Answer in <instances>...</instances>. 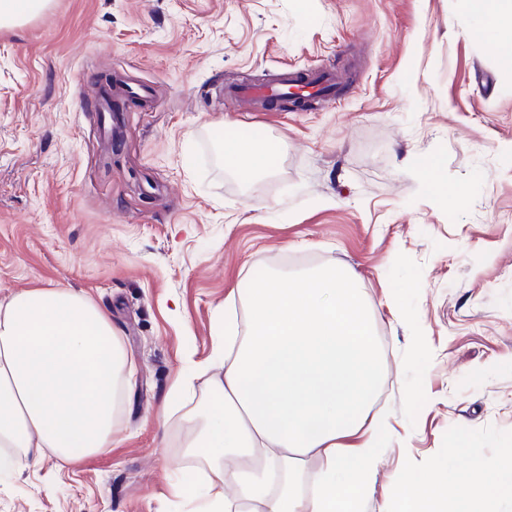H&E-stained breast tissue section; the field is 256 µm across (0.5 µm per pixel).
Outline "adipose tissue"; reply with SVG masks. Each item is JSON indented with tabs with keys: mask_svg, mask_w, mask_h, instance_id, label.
Returning a JSON list of instances; mask_svg holds the SVG:
<instances>
[{
	"mask_svg": "<svg viewBox=\"0 0 512 512\" xmlns=\"http://www.w3.org/2000/svg\"><path fill=\"white\" fill-rule=\"evenodd\" d=\"M279 150L270 139H224L244 183L267 173ZM243 301L246 335L224 324L219 400L188 418V447L225 460L211 469L201 512H361L381 453L370 411L384 363L357 275L337 264L272 272ZM126 365L110 319L83 296L34 288L0 302V447L66 459L106 450ZM310 453L324 466L306 491L300 459ZM488 472L512 490V451L487 459L473 445L461 474H406L386 512H491Z\"/></svg>",
	"mask_w": 512,
	"mask_h": 512,
	"instance_id": "1",
	"label": "adipose tissue"
}]
</instances>
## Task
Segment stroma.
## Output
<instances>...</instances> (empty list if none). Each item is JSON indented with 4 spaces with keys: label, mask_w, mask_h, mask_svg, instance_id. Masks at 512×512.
I'll return each instance as SVG.
<instances>
[{
    "label": "stroma",
    "mask_w": 512,
    "mask_h": 512,
    "mask_svg": "<svg viewBox=\"0 0 512 512\" xmlns=\"http://www.w3.org/2000/svg\"><path fill=\"white\" fill-rule=\"evenodd\" d=\"M477 26L467 0H50L0 29V301L83 294L128 359L110 448L14 457L0 512H198L174 486L208 470L183 418L216 399L225 303L245 323L240 289L327 264L358 276L385 366L363 512L403 471L512 449V45ZM284 64L342 73L341 103L224 100ZM105 72L150 92L113 146L89 96ZM230 132L279 142L271 171L241 183ZM432 159L462 200L422 186Z\"/></svg>",
    "instance_id": "35a3bbf8"
}]
</instances>
